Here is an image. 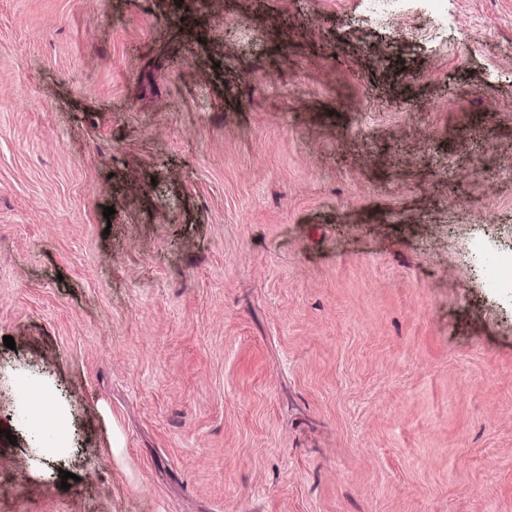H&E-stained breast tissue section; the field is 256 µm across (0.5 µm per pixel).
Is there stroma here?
I'll list each match as a JSON object with an SVG mask.
<instances>
[{"label": "stroma", "mask_w": 512, "mask_h": 512, "mask_svg": "<svg viewBox=\"0 0 512 512\" xmlns=\"http://www.w3.org/2000/svg\"><path fill=\"white\" fill-rule=\"evenodd\" d=\"M174 2L0 0V512H512V0ZM24 386L26 390L23 393L22 405L25 415L23 423L33 434H36L40 431L42 421L50 419L53 422V431L48 447L54 452L67 448L69 433L64 416L36 388H32L28 383Z\"/></svg>", "instance_id": "1"}]
</instances>
